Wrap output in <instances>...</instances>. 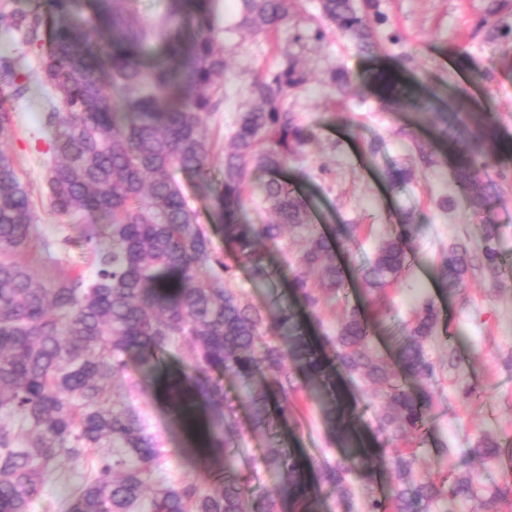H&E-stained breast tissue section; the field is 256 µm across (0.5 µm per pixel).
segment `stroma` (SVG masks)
Segmentation results:
<instances>
[{
    "instance_id": "1",
    "label": "stroma",
    "mask_w": 512,
    "mask_h": 512,
    "mask_svg": "<svg viewBox=\"0 0 512 512\" xmlns=\"http://www.w3.org/2000/svg\"><path fill=\"white\" fill-rule=\"evenodd\" d=\"M212 6L229 63L224 77L228 99L204 120L215 153L230 146L251 75L276 67L282 52L295 55L309 80L289 95L287 105L313 128L315 138L302 155L289 158L282 175L305 199L312 223L327 234H335L340 224L359 227L356 243L341 245L336 252L337 263L352 280L347 299L333 302L317 317L300 313L306 336L316 343L335 333L346 304H373V296L362 289L361 266L394 234L397 224L417 225L408 267L388 286L385 313L371 338L372 347L388 364H395L398 342L414 318L417 302L429 298L439 308L437 332L427 345L437 366L432 418L407 443L418 458L416 472L433 478L470 476L486 493L512 482V464L485 462L471 453L484 438L504 448L512 445V153L498 158L505 178L479 175L476 186L487 201L474 206L457 186V161L440 137L433 113L392 108L376 84L377 74L387 71L416 95L430 90L443 96L463 88L464 111L490 117L500 139L512 143V0H375L383 22L377 27L379 46L369 54L361 53L331 22L322 21L318 0H302L299 16L281 28L274 42L235 29L233 0H213ZM317 21L325 30L322 43H295L296 30ZM334 69L343 70L350 82L348 92L336 97L327 87ZM39 96L34 85L25 96L16 97L14 86L0 81V98L13 108L8 148L29 184L37 216L30 246L19 259L44 278L59 267L87 273L92 265L79 225L48 205ZM420 144L434 150L435 164L420 161ZM394 167L409 169L410 179L391 184L387 172ZM488 224L496 230L507 280L496 288L487 274L473 270L458 288L444 290L436 275L441 259L456 244L479 253ZM232 285L265 311L292 301L284 274L260 283L240 266ZM224 390L243 426L239 460L259 457L271 435L250 429L251 407L239 379L225 378ZM331 395L345 411L358 415L359 440L377 461L376 478L367 484L350 474L351 504L328 491L321 512H363L368 494L388 495L394 482L395 452L376 430L383 406L380 392L358 378L336 375L334 390L316 387L305 392L294 419L278 422L275 434L301 457L308 481L318 484L320 464L348 453L331 438L322 419L320 404ZM146 409L169 453L172 472L191 476L206 466L221 469V462L208 461L202 453L201 431L178 425L166 401L148 397Z\"/></svg>"
}]
</instances>
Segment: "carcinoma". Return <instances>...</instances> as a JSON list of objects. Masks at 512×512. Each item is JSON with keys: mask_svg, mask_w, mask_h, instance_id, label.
<instances>
[{"mask_svg": "<svg viewBox=\"0 0 512 512\" xmlns=\"http://www.w3.org/2000/svg\"><path fill=\"white\" fill-rule=\"evenodd\" d=\"M236 28L276 34L299 12L300 0H238ZM211 0H169L165 20L153 26L136 16L134 0H86L87 14L61 26L53 15L18 19L0 10V27L21 34L41 49L37 67L0 53V77L9 84L32 74L50 87L42 101L43 128L50 136L45 169L48 202L54 212L82 225L94 270L90 277L66 271L44 283L17 261L30 244L36 223L28 185L4 148L13 136L10 109L0 100V512H29L43 484L62 477L67 461L77 468L100 448L91 473L78 474L67 512H318L319 501L299 458L277 446L263 449L255 465L275 471L282 490L257 497L249 482L230 476L240 433L235 408L224 395V377L251 383L250 427H270L269 396L281 417L297 409L307 382L330 378L331 365L300 328L297 307L317 310L336 299L346 273L336 248L356 236L344 224L332 239L309 223V210L292 187L277 179L254 182L253 169L275 171L302 153L313 131L288 109V92L306 81L295 58L283 53L277 67L255 74L244 91L232 134V149L221 160L223 179L209 177L213 145L202 135L201 119L227 99V57L217 40ZM373 0H321L322 17L371 51L376 28ZM320 24L297 29L296 43L320 42ZM151 39L164 44L165 58L149 67L139 48ZM383 97L399 110L419 108L399 92L391 73L377 75ZM441 134L464 162L458 186L468 191L480 170L505 149L492 120L443 114ZM179 168L195 178V191L210 198L235 264L218 250L185 189L171 176ZM258 198L275 213L270 224H244L246 203ZM292 226L291 286L297 307L264 312L229 286L235 265L252 277L274 274L268 248L288 255L283 229ZM414 224H400L364 266L362 281L383 299L384 289L404 271ZM481 267L502 266L491 226L485 227ZM474 256L454 245L438 266L443 286L457 287ZM318 272L320 288L309 274ZM381 310L368 316L359 307L346 315L333 336L324 337L336 370L384 390L378 434L396 443L426 423L434 403L436 366L426 343L435 334L439 311L430 299L418 302L413 321L398 344L408 389L372 349L370 332ZM188 343L192 373L169 383L175 415L194 423L199 401L209 408L206 451L225 470L201 469L174 478L167 452L151 431L146 414L126 399L145 392L155 375ZM292 363L306 377L288 370ZM337 440L348 443L353 429L335 403L322 407ZM471 453L489 461H512V448L481 440ZM415 455L395 459L396 482L387 498L370 495L365 512H434L442 500L477 498L472 480L434 481L414 472ZM355 460L327 463L322 484L349 502L347 477Z\"/></svg>", "mask_w": 512, "mask_h": 512, "instance_id": "carcinoma-1", "label": "carcinoma"}]
</instances>
